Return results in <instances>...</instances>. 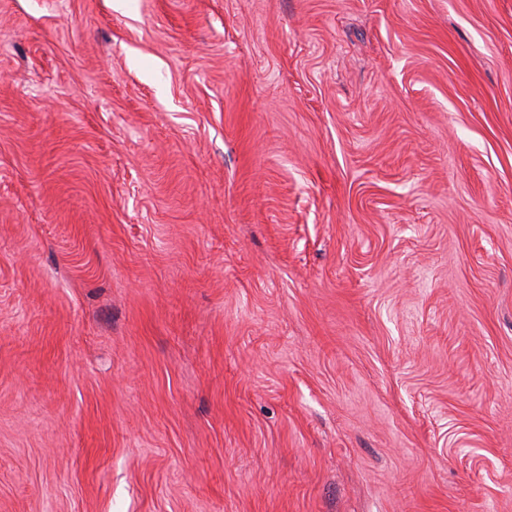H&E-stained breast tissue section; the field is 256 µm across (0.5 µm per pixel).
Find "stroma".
Returning a JSON list of instances; mask_svg holds the SVG:
<instances>
[{
    "mask_svg": "<svg viewBox=\"0 0 512 512\" xmlns=\"http://www.w3.org/2000/svg\"><path fill=\"white\" fill-rule=\"evenodd\" d=\"M0 512H512V0H0Z\"/></svg>",
    "mask_w": 512,
    "mask_h": 512,
    "instance_id": "obj_1",
    "label": "stroma"
}]
</instances>
